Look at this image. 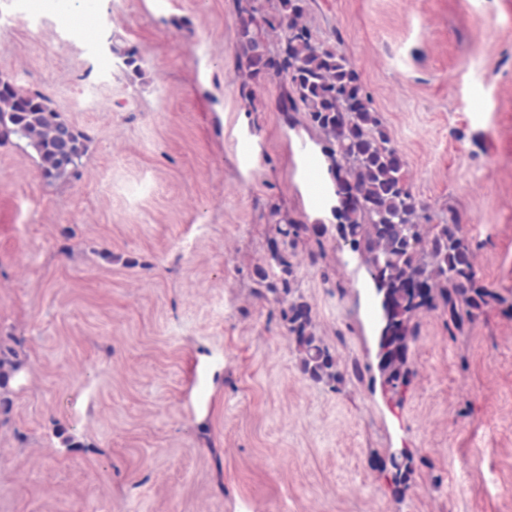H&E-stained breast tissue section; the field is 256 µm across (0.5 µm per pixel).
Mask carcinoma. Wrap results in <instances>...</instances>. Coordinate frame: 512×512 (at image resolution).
Here are the masks:
<instances>
[{
  "instance_id": "obj_1",
  "label": "carcinoma",
  "mask_w": 512,
  "mask_h": 512,
  "mask_svg": "<svg viewBox=\"0 0 512 512\" xmlns=\"http://www.w3.org/2000/svg\"><path fill=\"white\" fill-rule=\"evenodd\" d=\"M309 0H277L264 11L259 0H235L238 26L234 54L241 84L265 76L281 79L278 106L292 126L301 123L324 135L328 172L338 204L332 214L336 234L365 265L384 297L386 325L378 336L377 370L394 405L404 402L411 383L410 344L418 336L413 319L442 310L454 338L501 295L479 283L470 242L454 213L439 224L408 186L405 164L384 123L372 107L351 61L336 47L315 40L303 23ZM15 85L0 78V145L23 141L37 155L47 181L77 178L87 152L86 136L64 121L40 91L18 96ZM314 228L292 221L279 229L283 248L273 260L289 274L288 247ZM301 373L334 390L347 381H364L372 366L341 364L314 329L311 306L292 300L281 310ZM24 362L0 351V389H8ZM381 470L391 472L392 491L410 485L415 474L411 453L390 455Z\"/></svg>"
}]
</instances>
